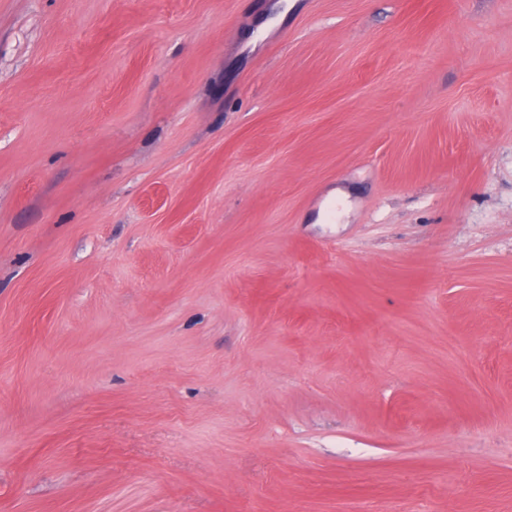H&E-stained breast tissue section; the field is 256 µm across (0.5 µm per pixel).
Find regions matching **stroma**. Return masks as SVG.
Instances as JSON below:
<instances>
[{
  "mask_svg": "<svg viewBox=\"0 0 512 512\" xmlns=\"http://www.w3.org/2000/svg\"><path fill=\"white\" fill-rule=\"evenodd\" d=\"M0 512H512V0H0Z\"/></svg>",
  "mask_w": 512,
  "mask_h": 512,
  "instance_id": "35a3bbf8",
  "label": "stroma"
}]
</instances>
